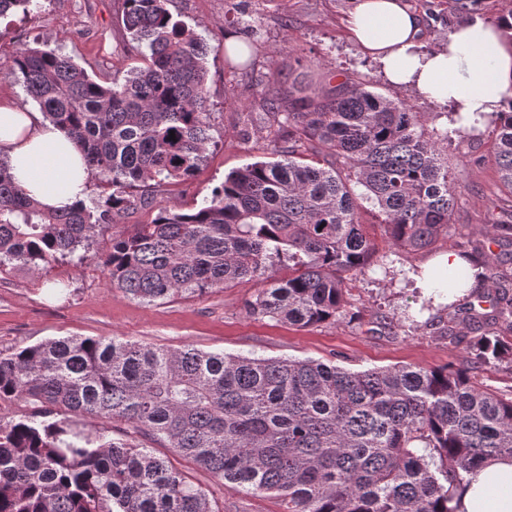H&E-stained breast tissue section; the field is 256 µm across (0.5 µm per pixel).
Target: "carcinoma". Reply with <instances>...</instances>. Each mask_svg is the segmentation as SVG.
<instances>
[{
  "label": "carcinoma",
  "mask_w": 512,
  "mask_h": 512,
  "mask_svg": "<svg viewBox=\"0 0 512 512\" xmlns=\"http://www.w3.org/2000/svg\"><path fill=\"white\" fill-rule=\"evenodd\" d=\"M169 0H123L148 64L104 85L54 49L17 52L10 75L67 132L90 179L110 190L47 211L0 159V272L52 268L89 251L97 228L194 175L206 159L208 49ZM470 22L483 0H449ZM262 108L288 149L224 177L193 213L159 209L98 257L111 287L145 303L260 285L250 315L298 327L345 315L346 280L376 253L361 201L397 247L448 234L455 176L444 156L465 131L429 134L420 113L348 80L315 103L288 86ZM493 153L512 193V105ZM364 192L358 194L354 187ZM288 275L279 276L282 267ZM475 295L453 318L485 324ZM512 319V296L493 319ZM474 362L512 359V342L474 337ZM0 512H223L160 443L213 476L282 499L284 512H454L450 503L495 456L512 457V397L477 388L466 368L361 371L312 359L165 348L112 338H50L0 352ZM140 438L112 437L110 423Z\"/></svg>",
  "instance_id": "obj_1"
}]
</instances>
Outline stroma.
Listing matches in <instances>:
<instances>
[{
    "label": "stroma",
    "mask_w": 512,
    "mask_h": 512,
    "mask_svg": "<svg viewBox=\"0 0 512 512\" xmlns=\"http://www.w3.org/2000/svg\"><path fill=\"white\" fill-rule=\"evenodd\" d=\"M28 14L0 20V98L31 105L23 85L7 71L25 45H48L83 67L94 79L111 82L142 66L143 57L123 25V0H38ZM425 16L427 47L444 46V32L460 26L448 0H407ZM245 23L254 26L260 44L251 67H228L225 34H241L242 26L225 23L227 0H170L174 18L195 28L210 48L207 89L213 141L207 159L189 180L170 185L152 203L122 216L117 224L97 229L91 259L70 257L49 275L10 269L0 274V350L25 347L48 338L120 337L144 345L179 348L192 345L233 355L319 360L359 371L394 366L438 367L466 363L472 382L482 390L512 394V362L471 364L474 330L453 327L447 304L431 301L429 291L416 287L410 272L438 254L455 249L480 259L481 249L498 257L496 276L512 288V237H491L490 226L506 220L512 210L499 186L492 154L491 131L472 132L448 148V168L458 178L457 206L449 237L430 249L412 251L392 246L377 236V252L362 275L349 281L346 318L299 328L271 318L256 319L246 304L258 291L252 281L213 288L193 296L147 304L109 285L98 257L114 234L147 224L158 209L190 212L220 185L225 175L255 161H273L284 145L275 127L258 109L263 97L288 96V77L303 79L315 100L327 97L345 78L366 83L371 91L413 106L428 130H442L448 118L442 108L409 87L392 85L379 65L364 57L345 37L343 22L355 0H244ZM256 115L249 139L237 130L244 113ZM66 283L64 300L47 296L45 279ZM457 339H450L449 328ZM156 455L171 458L176 468L202 487L224 512H284L278 497L228 484L154 445Z\"/></svg>",
    "instance_id": "1"
}]
</instances>
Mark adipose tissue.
Returning <instances> with one entry per match:
<instances>
[{"label":"adipose tissue","instance_id":"adipose-tissue-1","mask_svg":"<svg viewBox=\"0 0 512 512\" xmlns=\"http://www.w3.org/2000/svg\"><path fill=\"white\" fill-rule=\"evenodd\" d=\"M346 35L380 65L389 82L440 105L449 129H484L512 100V41L480 20L458 27L443 49L422 44L424 21L406 0H357ZM0 158L41 206L85 200L88 173L69 137L42 113L0 99ZM458 512H512V457L478 470Z\"/></svg>","mask_w":512,"mask_h":512}]
</instances>
